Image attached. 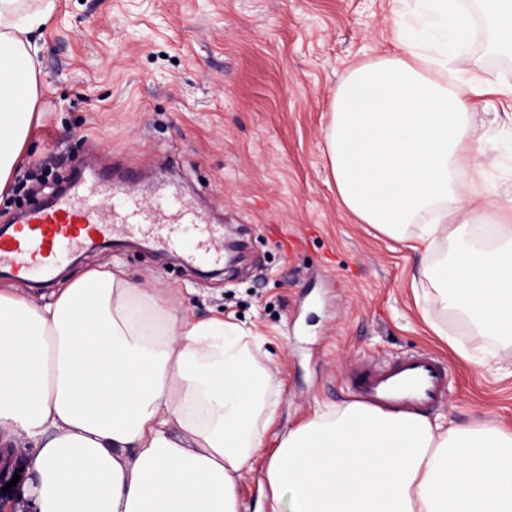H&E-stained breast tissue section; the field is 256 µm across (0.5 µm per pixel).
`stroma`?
Listing matches in <instances>:
<instances>
[{
    "label": "stroma",
    "instance_id": "1",
    "mask_svg": "<svg viewBox=\"0 0 512 512\" xmlns=\"http://www.w3.org/2000/svg\"><path fill=\"white\" fill-rule=\"evenodd\" d=\"M392 17L391 0H55L41 30L42 119L22 165L43 161L52 174L26 199H0V235L60 186L119 181L131 167L145 198L179 186L245 251L228 271L137 238L65 260L48 287L12 284L45 303L118 263L180 309L249 330L244 357L268 373L275 419L238 487L242 512H289L288 493L268 488L266 461L316 410L350 404L346 376L366 358L432 352L449 383L431 420L512 428V343L483 337L489 368L467 361L470 328L435 293L419 300L410 287L435 256L339 204L325 143L331 103L352 66L392 50ZM475 107L486 115L483 166L512 184V108L487 98Z\"/></svg>",
    "mask_w": 512,
    "mask_h": 512
}]
</instances>
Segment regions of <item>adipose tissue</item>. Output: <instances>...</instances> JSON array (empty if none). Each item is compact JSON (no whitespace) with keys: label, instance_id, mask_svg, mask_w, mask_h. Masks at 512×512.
I'll list each match as a JSON object with an SVG mask.
<instances>
[{"label":"adipose tissue","instance_id":"1","mask_svg":"<svg viewBox=\"0 0 512 512\" xmlns=\"http://www.w3.org/2000/svg\"><path fill=\"white\" fill-rule=\"evenodd\" d=\"M430 29L396 22L398 50L353 67L325 139L340 205L359 223L427 253L443 311L478 336L512 338V195L488 180L474 99L512 101V83L453 62L482 28L512 53V0H418ZM53 0H0V194L38 121L36 32ZM491 228L493 248L476 245ZM242 329L197 319L122 268L93 269L40 304L0 286V446L26 460L36 512H240L238 480L267 410L241 358ZM290 512H512V430H440L426 416L359 403L315 414L266 464Z\"/></svg>","mask_w":512,"mask_h":512}]
</instances>
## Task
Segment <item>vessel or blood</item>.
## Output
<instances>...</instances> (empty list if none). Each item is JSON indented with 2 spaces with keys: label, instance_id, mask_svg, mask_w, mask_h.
<instances>
[{
  "label": "vessel or blood",
  "instance_id": "obj_1",
  "mask_svg": "<svg viewBox=\"0 0 512 512\" xmlns=\"http://www.w3.org/2000/svg\"><path fill=\"white\" fill-rule=\"evenodd\" d=\"M147 233L171 249L182 248L185 235H193L188 256L196 262L210 261L224 249L218 227L177 190H161L148 202L130 184L97 179L22 211L11 233L0 238V274L22 279L36 270L46 273L66 253ZM347 390L354 401L373 407L427 411L444 402L448 371L432 353L407 352L381 365L356 366Z\"/></svg>",
  "mask_w": 512,
  "mask_h": 512
}]
</instances>
